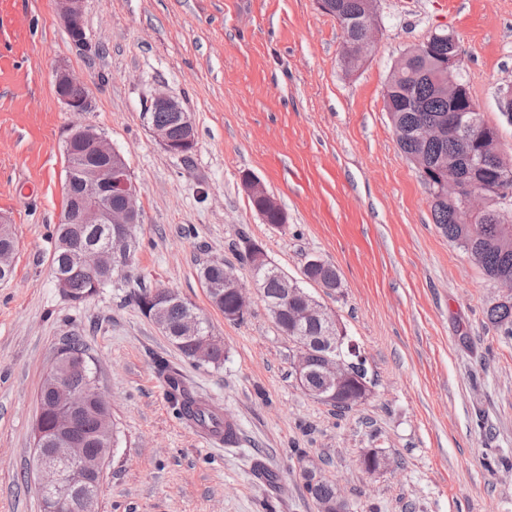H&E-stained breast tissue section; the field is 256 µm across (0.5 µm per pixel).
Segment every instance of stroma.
Here are the masks:
<instances>
[{"label":"stroma","instance_id":"1","mask_svg":"<svg viewBox=\"0 0 512 512\" xmlns=\"http://www.w3.org/2000/svg\"><path fill=\"white\" fill-rule=\"evenodd\" d=\"M379 22L375 54L349 73L342 31L315 0H85L90 54L54 0H0V220L17 241L0 282V512H42L38 394L74 334L111 404L99 512H317L301 477L310 462L353 512H512V341L484 313L499 290L434 224L383 102L397 58L453 31L461 75L511 152L499 99L512 83V0H381ZM62 63L93 75L80 121L124 154L143 208L130 266L80 302L52 266L73 121L54 90ZM160 87L195 123L188 156L166 151L145 116ZM248 173L284 227L253 209ZM249 241L298 280L310 259L335 266L340 288L308 290L358 345L365 402L340 412L306 395L296 346L261 300L240 322L212 304L202 265L250 283ZM144 287L192 303L223 363L186 358L137 305ZM159 358L236 423L237 445L179 418ZM372 448L391 461L374 474L361 465ZM243 186L250 198L251 204L254 210L257 212L258 210H262L263 200H264V208L263 210L267 211H281V207L277 201V199L272 196L265 188L263 183L255 176L247 174L243 177ZM259 197V198H257ZM260 198H263L260 199Z\"/></svg>","mask_w":512,"mask_h":512}]
</instances>
